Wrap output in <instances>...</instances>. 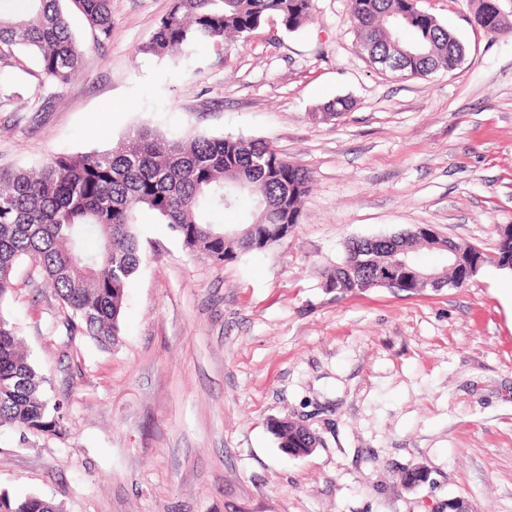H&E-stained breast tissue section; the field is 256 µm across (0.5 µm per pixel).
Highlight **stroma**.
Here are the masks:
<instances>
[{
  "label": "stroma",
  "mask_w": 512,
  "mask_h": 512,
  "mask_svg": "<svg viewBox=\"0 0 512 512\" xmlns=\"http://www.w3.org/2000/svg\"><path fill=\"white\" fill-rule=\"evenodd\" d=\"M466 49L453 72L400 77L356 50L350 0H316L295 32L267 16L233 52H144L171 0H112L98 42L77 13V76L17 74L0 110V168L103 150L140 127L166 139L273 145L310 178L299 224L218 263L153 214L107 348L68 339L28 265L4 306L62 405L64 431L0 428V497L63 512H512V273L415 294L326 287L351 238L421 224L486 251L512 224V32L471 23L472 0H420ZM347 98L339 120L315 114ZM303 421L292 457L268 422ZM426 482L409 488L405 470Z\"/></svg>",
  "instance_id": "stroma-1"
}]
</instances>
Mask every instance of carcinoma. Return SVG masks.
<instances>
[{
	"mask_svg": "<svg viewBox=\"0 0 512 512\" xmlns=\"http://www.w3.org/2000/svg\"><path fill=\"white\" fill-rule=\"evenodd\" d=\"M25 2L24 12L0 16V80H10L14 68L25 70L22 60L32 56L45 79L68 82L80 69L81 53L61 0ZM71 2L99 39L111 37L112 0ZM415 8L413 0H351L357 47L368 45L382 53L398 43L423 53L405 60L406 76L456 70L464 46L429 13L407 21L405 14ZM314 10V0H172L143 51L188 58L199 44L245 38L269 14L295 32L314 18ZM473 18L487 32L500 33L491 6L475 7ZM408 30L414 33L410 41L405 39ZM350 105L336 99L320 113L336 121ZM308 191L307 173L266 142L197 133L163 140L146 127L107 149L54 156L35 170L0 169V427L62 430V416L49 406L45 378L20 349L16 327L3 313L19 264L30 262L53 289L66 311V335L87 336L107 347L121 332L125 288L143 259L142 211L154 212L186 250L224 263L284 239L275 225L299 223ZM242 193L268 205L274 219L257 206L251 220L230 235L219 216ZM430 230L419 225L391 235L387 247L375 253L366 238L348 240L326 285L349 293L381 286L373 266L415 257ZM496 232L490 254L453 244L471 268L446 263L435 268L440 281L463 286L486 265L512 268V224L499 225ZM270 428L284 450L317 443L302 424L289 419L273 420ZM0 512H59V506L35 495L4 497Z\"/></svg>",
	"mask_w": 512,
	"mask_h": 512,
	"instance_id": "cac0c4a2",
	"label": "carcinoma"
}]
</instances>
